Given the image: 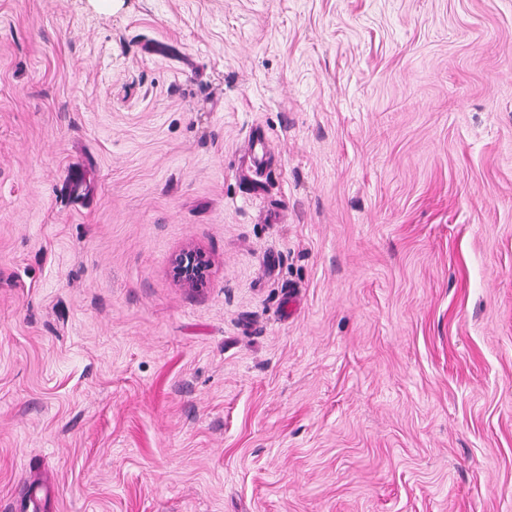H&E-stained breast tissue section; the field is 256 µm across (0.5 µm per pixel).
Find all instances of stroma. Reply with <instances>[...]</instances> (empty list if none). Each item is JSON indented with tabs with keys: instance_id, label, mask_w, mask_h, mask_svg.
<instances>
[{
	"instance_id": "stroma-1",
	"label": "stroma",
	"mask_w": 512,
	"mask_h": 512,
	"mask_svg": "<svg viewBox=\"0 0 512 512\" xmlns=\"http://www.w3.org/2000/svg\"><path fill=\"white\" fill-rule=\"evenodd\" d=\"M0 512H512V0H0ZM173 270L182 286L201 288L208 279L210 262L204 252L186 248L174 257Z\"/></svg>"
}]
</instances>
